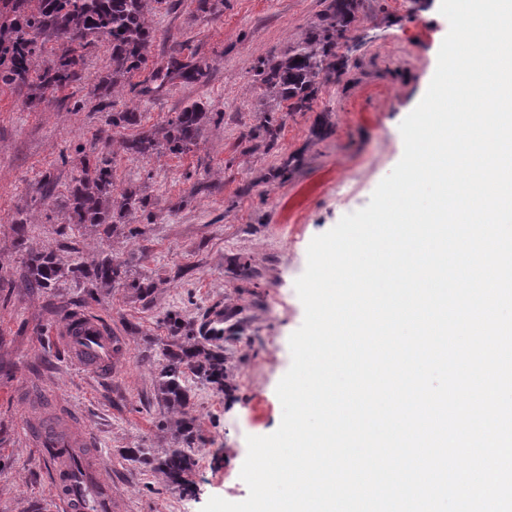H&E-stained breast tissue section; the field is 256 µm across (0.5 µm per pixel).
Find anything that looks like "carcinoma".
Returning a JSON list of instances; mask_svg holds the SVG:
<instances>
[{"label": "carcinoma", "instance_id": "1", "mask_svg": "<svg viewBox=\"0 0 512 512\" xmlns=\"http://www.w3.org/2000/svg\"><path fill=\"white\" fill-rule=\"evenodd\" d=\"M147 0H0V87L27 90L26 104L36 107L48 96L83 85L89 80L85 68V50L100 43L109 50L107 70L95 78L99 97L97 109L113 108L109 99L120 78L143 76L132 84L147 95L176 79L200 83L207 77L204 67L185 60L178 53L148 67L147 48L154 30L146 17ZM363 0H329L328 14L312 29L304 41L290 45L278 57L257 66L259 84L288 102L291 112L312 108L320 86L332 74H339L346 61L338 49L351 40V25ZM58 53L45 65L35 60L47 46ZM210 113L199 104L181 109L168 123L163 140L151 131L122 140L129 158L151 156L164 147L183 154L197 146ZM140 123L134 108L110 114L114 128L126 129ZM70 223L86 231L108 233L116 229V219L131 211H146L147 197L140 188L116 187L111 162L96 160L73 178L65 195ZM27 214L15 220L19 251L25 253L24 278L31 289H46L67 279L75 270L61 265L48 249L29 250L26 246ZM83 276L112 290H132L141 296L151 292L144 278L131 274L130 262L112 254H99L82 270ZM224 311H207L189 322L173 310L163 321L169 336L163 348V363L154 375L156 398L175 417V444L161 457L147 448L137 450L138 459L166 480L185 491L192 488L191 475L196 466L193 448L196 440L194 419L188 416L189 379L203 380L219 389L226 387L224 368Z\"/></svg>", "mask_w": 512, "mask_h": 512}]
</instances>
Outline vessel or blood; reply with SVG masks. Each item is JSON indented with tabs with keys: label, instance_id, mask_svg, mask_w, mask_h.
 Segmentation results:
<instances>
[{
	"label": "vessel or blood",
	"instance_id": "vessel-or-blood-1",
	"mask_svg": "<svg viewBox=\"0 0 512 512\" xmlns=\"http://www.w3.org/2000/svg\"><path fill=\"white\" fill-rule=\"evenodd\" d=\"M63 344L80 367L107 372L117 345L99 316L79 313L60 331ZM41 461L49 468L56 512H112L106 474L75 452L73 440L56 426L28 424Z\"/></svg>",
	"mask_w": 512,
	"mask_h": 512
}]
</instances>
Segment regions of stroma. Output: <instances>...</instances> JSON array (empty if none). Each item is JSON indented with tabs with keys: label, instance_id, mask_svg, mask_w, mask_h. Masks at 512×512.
I'll list each match as a JSON object with an SVG mask.
<instances>
[{
	"label": "stroma",
	"instance_id": "1",
	"mask_svg": "<svg viewBox=\"0 0 512 512\" xmlns=\"http://www.w3.org/2000/svg\"><path fill=\"white\" fill-rule=\"evenodd\" d=\"M328 0H160L152 9L156 36L151 62L172 49L208 71L206 82H173L133 100L127 87L112 92L115 110L136 101L141 127L157 130L187 103H202L213 118L193 151L134 160L119 148L128 130L112 128L97 111L91 82L49 97L28 110L23 90L0 92V279L10 299L0 302V512H55L27 423L53 421L74 439L91 441L88 456L112 471L113 512H202L210 498L243 501L240 478L247 436L273 433L282 406L276 386L291 365L289 337L304 308L294 283L304 272L313 237L365 207L400 160L401 121L424 96L449 30L440 0H365L354 39L342 53L343 74L322 85L310 111L288 105L254 83L259 61L280 53L321 23ZM282 126L274 147L256 130L265 113ZM112 162L117 187L137 185L150 199L153 219L134 213L127 223L144 235L126 238L72 230L62 198L86 161ZM288 164L287 181L271 168ZM55 180L54 204L38 187ZM357 186L350 203L337 198L340 182ZM36 219L35 247L78 265L105 251L132 259L137 276L154 281L151 296L124 290L90 294L83 279L29 292L15 241L18 210ZM247 261L252 279L234 280L231 257ZM246 310L242 335L225 339L231 390L191 380L190 413L196 489L183 493L144 468L132 449L163 454L169 433L153 395V376L168 331L166 310L186 317L214 306ZM100 315L121 343L109 377L76 367L56 342L71 314ZM137 334H130V327Z\"/></svg>",
	"mask_w": 512,
	"mask_h": 512
}]
</instances>
